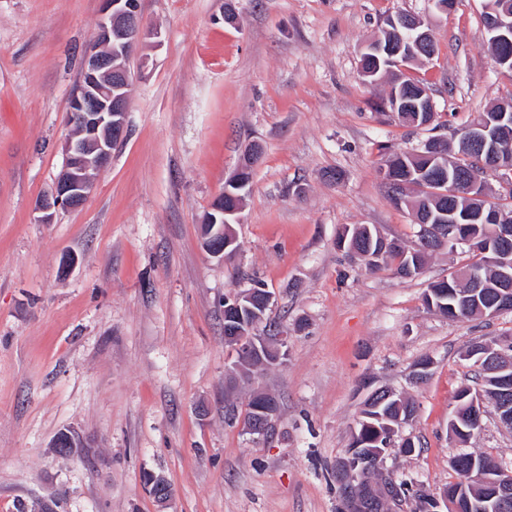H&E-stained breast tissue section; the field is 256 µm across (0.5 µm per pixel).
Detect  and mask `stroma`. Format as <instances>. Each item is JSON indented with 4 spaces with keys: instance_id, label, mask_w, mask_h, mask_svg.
<instances>
[{
    "instance_id": "obj_1",
    "label": "stroma",
    "mask_w": 512,
    "mask_h": 512,
    "mask_svg": "<svg viewBox=\"0 0 512 512\" xmlns=\"http://www.w3.org/2000/svg\"><path fill=\"white\" fill-rule=\"evenodd\" d=\"M225 3L140 0L159 36L130 61L125 136L85 204L40 224L102 0H0V512H340L336 466L373 387L418 404L404 434L419 449H388L383 472L436 493L463 450L512 469L493 406L466 446L448 431L474 384L467 346L512 336V313L453 321L424 305L468 254L436 253L409 279L336 247L359 224L414 245L381 165L512 96L484 0L445 14L432 0H235L233 25ZM399 13L434 39L407 71L433 94V130L393 121L379 107L387 84L361 73L365 45ZM254 144L239 247L221 260L201 225ZM254 278L275 296L260 332L286 335L287 356L231 388L224 300ZM258 390L279 402L264 439L244 425ZM64 432L77 437L67 453L53 446ZM148 472L170 501L148 493Z\"/></svg>"
}]
</instances>
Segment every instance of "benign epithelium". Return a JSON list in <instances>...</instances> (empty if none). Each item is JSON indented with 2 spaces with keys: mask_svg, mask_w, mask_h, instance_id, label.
Listing matches in <instances>:
<instances>
[{
  "mask_svg": "<svg viewBox=\"0 0 512 512\" xmlns=\"http://www.w3.org/2000/svg\"><path fill=\"white\" fill-rule=\"evenodd\" d=\"M105 7L94 39L83 54L81 83L74 94L70 112L78 115L81 133L65 140L63 151L65 164L57 178L50 194L41 197L35 204L37 221L42 224L50 223L55 213L60 209H76L81 207L91 192L98 173L112 159V150L116 141L125 132V116L128 111L133 77L127 67L131 55L139 49L145 39L155 36V32L145 27L140 12L139 0H104ZM485 12L490 14L489 32L492 41L509 43L512 41V14L501 12L493 4L485 5ZM395 27H406L412 32L408 43L382 44L371 41L366 50L377 54H386L395 62H406L423 53V47L428 42L429 30L424 22L413 15L398 14L386 20ZM493 120L478 124L474 123L467 129V139L471 146L476 163V170L466 176L448 178L447 167L437 163L439 178L448 184V195L457 194L456 188H464V196L473 199H483L486 194V183L483 174L503 170L499 156L501 146L497 128L512 126V105L500 103L492 108ZM241 222L240 209L212 208L207 213L203 224L205 248L208 253L217 258H224L227 245L224 244V227L227 224ZM461 218L457 210L448 209V244L453 247L465 245L473 251H481L485 244L478 235H462L458 231ZM486 223L495 225L499 239H512V209L493 208L486 215ZM275 296L264 289L247 290L232 298L227 308L242 314L254 316L253 323L247 329L239 326L224 328L225 342L234 348L238 361H254L263 358L269 351L280 349V344L286 342V337L279 339L275 346L263 337L254 333L257 324L265 319L267 311L272 309ZM512 308V298L508 294L500 296L497 302L481 308L482 316L492 319L506 313ZM502 345L499 338H485L473 347L467 348L464 357L474 361L488 374L497 375L501 386L500 393L509 392V382L512 381V365L504 362ZM472 406L473 428L481 426V414L484 401L489 399L497 405L502 423L512 425V404L499 396H490L485 389L468 391ZM277 412L264 411L246 420L251 433L261 437L268 435L273 429ZM504 469L492 471L478 469L475 479L483 490L480 497L470 498L466 488L455 490L454 497L458 507L467 512H506L512 506V484L504 475ZM146 489L160 501L167 500L171 495L170 486L161 475H153L146 484ZM369 499L362 493L348 496L341 507L342 512H368Z\"/></svg>",
  "mask_w": 512,
  "mask_h": 512,
  "instance_id": "benign-epithelium-1",
  "label": "benign epithelium"
}]
</instances>
